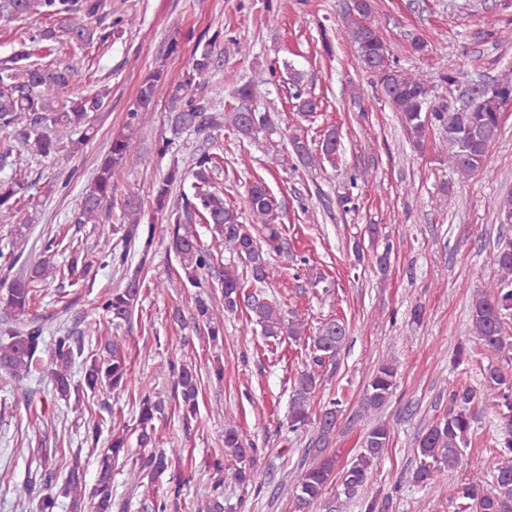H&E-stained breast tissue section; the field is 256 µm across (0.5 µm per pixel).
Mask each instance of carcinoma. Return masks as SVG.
I'll return each instance as SVG.
<instances>
[{"mask_svg": "<svg viewBox=\"0 0 512 512\" xmlns=\"http://www.w3.org/2000/svg\"><path fill=\"white\" fill-rule=\"evenodd\" d=\"M112 17V0H0V20L41 17L50 25L39 29L30 42L42 48L63 39L76 44L103 46L123 32L125 18L119 16L104 25L101 17ZM348 35L363 68L372 77L376 89L399 114L400 120L416 150H423L427 130L435 127L448 133V166L467 177L486 171L490 147L497 141L502 111L512 102V77L505 75L472 91L466 112H450L448 105H432L435 85L421 74L410 73L391 60L372 0H357L348 5L345 17ZM224 44V32L216 29L207 39L196 44L188 69L180 81L166 85L167 73L154 68L141 84L135 102L126 112L124 131L112 137L107 156L97 168L91 185L77 199L73 221L76 224H100L98 245L102 258L123 267L128 262V248L139 252L138 269H143L152 255L155 225L142 223L143 202L128 195L122 204L124 223L119 226L102 224L100 219L112 209L114 168L137 164L138 151L133 141L142 115L152 110L158 92L168 87L172 138L163 140L159 152L172 151L175 137L187 131L204 133L211 129L229 128L244 138L277 133L276 124L268 111L251 112L255 103V85L245 83L234 92V103L220 108L203 95L207 79L216 67V50ZM43 55L22 50L0 64V172L11 174L0 179V224L20 223L23 207L21 195L28 185L14 169V152H26L34 157L55 159L66 144L71 149L91 140L95 129L92 116L105 108L108 90L77 93L74 91L79 72L70 64L42 61ZM290 86L295 89L296 112L306 117L318 108L314 97L302 91V73L290 67ZM81 133V139L72 135ZM341 136L334 129L323 133L317 147L306 136H288L287 145L276 149L271 163L280 166L285 156L295 159L307 169L323 162L336 163ZM221 163L214 153L202 152L188 174L192 192L180 190L173 195L174 185L185 184V175L173 166L167 175L153 186L155 212L169 215L166 227L169 249L179 260L182 274L168 281L170 288H201L204 273L212 268L214 254L205 246L190 226L206 224L212 237L224 244V249L237 256L243 270L226 266L220 279L224 299L215 305L211 292L202 291L195 297L192 323L203 328L209 339L217 341L224 334V315L246 307L268 338L288 336L299 339L305 335L304 322L297 316L285 317L280 303L268 297L264 284L270 277V259L283 251L281 203L266 183L259 179L250 183L247 206L251 223L242 221L236 207L224 202V191L217 186L215 175ZM261 226L262 236L253 234ZM121 234L123 248L112 244L113 236ZM55 243L44 246L42 257L35 263L15 250L14 243L0 244V267L18 270L7 292L0 295V308L13 318L0 324V373L17 384L37 371H43L52 385L53 395L74 400L81 408L85 397L104 396L123 390L130 381L127 355L111 331L131 323L143 288L139 273L126 278L120 288L101 296L98 307L108 319L107 329L99 332L98 342L104 343L105 353L84 354L79 329L82 320L70 327H59L45 341L44 320L31 315L36 293L53 275L56 266ZM497 268L494 279L476 290L471 303V328L488 363L480 365L479 386L450 385L448 414L437 420L421 436L417 449L414 483L434 487L448 479V473L460 467L465 449L470 447L475 432L479 408H487L499 420L500 432L489 443L492 463L472 472L467 482L450 492L448 499L454 512H512V243L500 244L493 254ZM74 282L86 280L88 265L79 250L67 268ZM315 356L313 365L299 373L294 382L288 410V427L297 431L310 426L315 434L307 452L312 454L292 487L294 512H316L333 507L324 501L331 484L337 495L353 497L358 489L373 478V466L382 460L391 442L387 424H372L363 436L361 449L349 467L336 470V456L328 452L338 421L342 415L339 402L332 401L319 411H313L311 398L321 380V371L335 365L336 358L348 341L343 321L330 318L316 329L312 337ZM82 359L79 380H74L73 365ZM168 369L174 379V399L182 422L193 420L198 412V396L202 376L197 367L178 358L169 357ZM395 365L382 362L372 372L362 400L365 411L380 410L393 396L397 383ZM165 414L161 399L147 393L140 397L134 428L122 426L108 429L107 446L101 449L96 477L87 486L80 454L71 456L66 477L61 486L54 484L57 462L44 459L45 479L37 492L38 512H56L59 497L70 499V512H85V498L93 502L94 512H126L128 501L112 492V478L117 471L126 472V485L135 491L157 482L166 472L177 467L172 475L169 499L178 505L182 490L192 475H183L182 457L176 449L157 447L155 421ZM233 416H225L224 455L239 463L232 468L224 459L215 457L208 465L210 491L196 512H224V482L245 488L256 484L253 465L246 464L255 448L245 441ZM150 452L136 459L129 456L131 436Z\"/></svg>", "mask_w": 512, "mask_h": 512, "instance_id": "1", "label": "carcinoma"}]
</instances>
